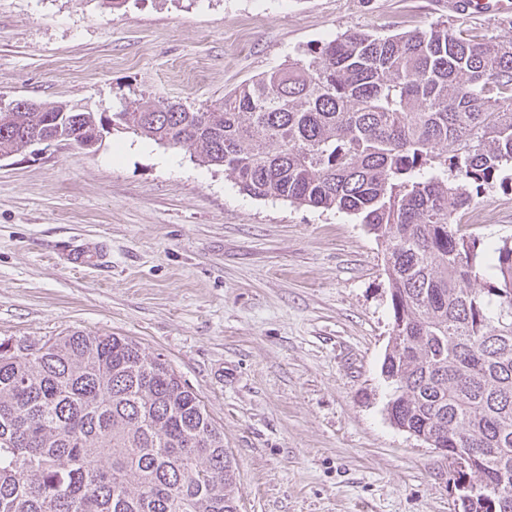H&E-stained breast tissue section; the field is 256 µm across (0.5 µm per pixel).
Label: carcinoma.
Here are the masks:
<instances>
[{"label": "carcinoma", "instance_id": "obj_1", "mask_svg": "<svg viewBox=\"0 0 512 512\" xmlns=\"http://www.w3.org/2000/svg\"><path fill=\"white\" fill-rule=\"evenodd\" d=\"M240 190L360 219L383 248L388 420L454 465L460 512H512V240L461 217L512 190V43L445 24L353 32L200 108L0 111V158L106 123ZM0 512H241L198 394L125 336L0 341Z\"/></svg>", "mask_w": 512, "mask_h": 512}]
</instances>
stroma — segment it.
<instances>
[{
    "mask_svg": "<svg viewBox=\"0 0 512 512\" xmlns=\"http://www.w3.org/2000/svg\"><path fill=\"white\" fill-rule=\"evenodd\" d=\"M512 19L442 0H0V104L193 107L355 30ZM468 230L512 239V192ZM93 243L100 269L66 262ZM115 334L160 353L238 464L242 512H458L446 456L386 420L383 252L354 216L256 199L119 128L0 160V339Z\"/></svg>",
    "mask_w": 512,
    "mask_h": 512,
    "instance_id": "stroma-1",
    "label": "stroma"
}]
</instances>
